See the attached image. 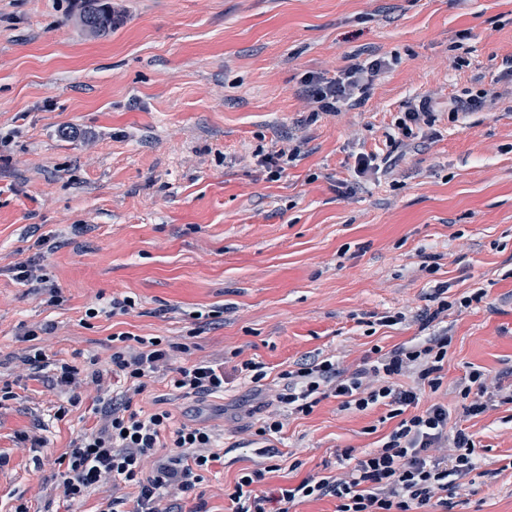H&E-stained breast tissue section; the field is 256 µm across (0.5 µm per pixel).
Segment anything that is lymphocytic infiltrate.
Returning a JSON list of instances; mask_svg holds the SVG:
<instances>
[{
	"label": "lymphocytic infiltrate",
	"instance_id": "obj_1",
	"mask_svg": "<svg viewBox=\"0 0 512 512\" xmlns=\"http://www.w3.org/2000/svg\"><path fill=\"white\" fill-rule=\"evenodd\" d=\"M386 66L383 60L358 63L331 81L309 76L307 93L318 112H338L354 95L365 93ZM447 292V285H436L430 295L432 307L418 315L424 336L379 354L354 372L339 368L331 355L297 362L295 370L283 374L285 385L275 395L276 412L266 415L255 431L262 438L276 435L289 416L310 414L322 399L333 396L342 399L344 408L359 412L379 404L389 407L398 424L381 448L360 456L345 449L342 474L308 477L271 495L258 488L267 474L279 469L273 453H266L261 467L241 473L236 481L229 495L232 512H288L295 502L326 497L335 499L336 512L447 508L449 489L477 468L472 434L449 429L447 406L421 403L425 391H438L442 385L449 340L446 334L433 333L431 326L447 318L454 304ZM47 332L44 326L25 330L29 346L20 357L22 371L48 373L51 388L64 398L57 418L80 404L82 389L94 388L98 401V425L77 433L57 459L60 499L81 502L104 485L132 486L137 490L132 512H175L178 497L194 491L220 461V436L207 426L176 422L167 408H136L134 398L161 372L170 373V385L182 397L222 394L223 359H194L197 344L190 335L173 340L128 332L112 336L108 360L53 359L38 344ZM406 373L415 376L416 387L394 384V377Z\"/></svg>",
	"mask_w": 512,
	"mask_h": 512
}]
</instances>
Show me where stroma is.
<instances>
[{
	"label": "stroma",
	"mask_w": 512,
	"mask_h": 512,
	"mask_svg": "<svg viewBox=\"0 0 512 512\" xmlns=\"http://www.w3.org/2000/svg\"><path fill=\"white\" fill-rule=\"evenodd\" d=\"M81 6L0 0V379L16 394L0 407V512L20 496L30 512H104L137 494L56 496L55 460L97 424L96 394L56 419L55 392L14 366L23 327L53 323L43 344L59 358L108 357L120 332L195 331L199 355L263 362L273 384L321 351L354 370L407 343L441 283L472 302L443 322L433 398L479 455L450 512H512V0H123V24L94 38ZM376 58L390 67L361 103L311 119L309 75ZM456 96L470 105L455 115ZM422 98L438 105L435 125L391 150L396 118ZM296 146L271 177L262 158ZM360 153L380 169L357 174ZM30 259L63 302L15 278ZM123 296L129 314L86 319ZM475 369L503 388L470 417L458 383ZM227 380L223 394L177 402L178 422L224 433L223 462L182 512H231L227 490L260 461L253 391ZM37 418L46 447L18 449ZM395 426L387 406L324 399L266 440L280 469L260 488L336 473L344 449L380 448Z\"/></svg>",
	"instance_id": "1"
}]
</instances>
